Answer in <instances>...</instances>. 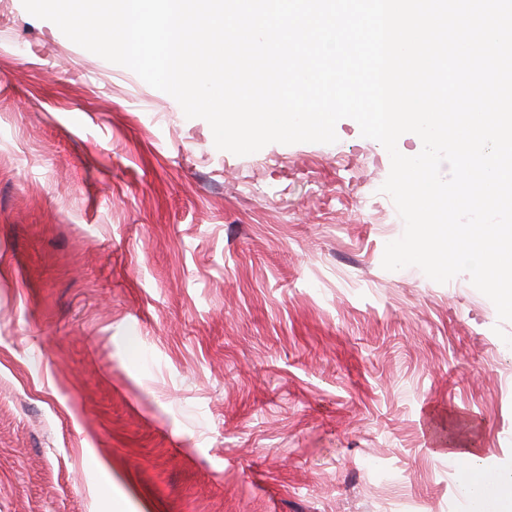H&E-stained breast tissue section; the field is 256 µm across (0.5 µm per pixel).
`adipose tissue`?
<instances>
[{
    "mask_svg": "<svg viewBox=\"0 0 512 512\" xmlns=\"http://www.w3.org/2000/svg\"><path fill=\"white\" fill-rule=\"evenodd\" d=\"M458 487L474 501L476 512H512V474H498L486 468L476 450L459 453Z\"/></svg>",
    "mask_w": 512,
    "mask_h": 512,
    "instance_id": "obj_1",
    "label": "adipose tissue"
}]
</instances>
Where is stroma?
I'll return each instance as SVG.
<instances>
[{
	"mask_svg": "<svg viewBox=\"0 0 512 512\" xmlns=\"http://www.w3.org/2000/svg\"><path fill=\"white\" fill-rule=\"evenodd\" d=\"M336 134L217 149L0 0V512H451L455 449L512 461V321L383 269L390 156Z\"/></svg>",
	"mask_w": 512,
	"mask_h": 512,
	"instance_id": "35a3bbf8",
	"label": "stroma"
}]
</instances>
